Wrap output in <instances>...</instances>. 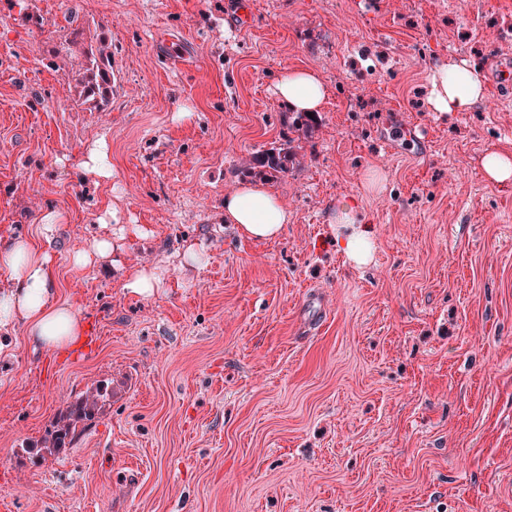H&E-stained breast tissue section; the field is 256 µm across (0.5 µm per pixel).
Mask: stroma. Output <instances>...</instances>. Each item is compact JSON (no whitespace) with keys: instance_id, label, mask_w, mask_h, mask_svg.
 <instances>
[{"instance_id":"stroma-1","label":"stroma","mask_w":512,"mask_h":512,"mask_svg":"<svg viewBox=\"0 0 512 512\" xmlns=\"http://www.w3.org/2000/svg\"><path fill=\"white\" fill-rule=\"evenodd\" d=\"M74 21L110 33L107 111L42 61ZM510 21L512 0H0V243L59 214L57 297L97 339L50 353L18 330L0 355V512H512V185L481 169L512 144ZM451 58L487 82L454 115L428 106ZM296 67L326 82L320 129L266 180L284 233L249 241L224 194L286 134L274 88ZM100 140L95 187L80 166ZM351 200L375 246L361 269L328 223ZM115 205L144 232L129 261L172 267L152 298L71 271ZM188 241L204 251L184 271ZM94 384L106 415L36 452ZM105 143L97 142L90 150L87 160L80 168L83 181L99 184L112 176L107 154L104 152Z\"/></svg>"}]
</instances>
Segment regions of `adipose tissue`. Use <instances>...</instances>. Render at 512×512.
Listing matches in <instances>:
<instances>
[{
  "mask_svg": "<svg viewBox=\"0 0 512 512\" xmlns=\"http://www.w3.org/2000/svg\"><path fill=\"white\" fill-rule=\"evenodd\" d=\"M278 101L294 112L320 111L327 87L318 72L308 68L285 71L275 85ZM485 96L483 73L466 61L449 60L430 79L429 105L435 112H467ZM224 221L239 235L252 241H269L281 236L290 221L283 200L266 185L241 182L224 195ZM340 230V245L357 266L373 259L374 243L364 217L353 204L340 207L330 218ZM100 233L87 246L74 251L70 266L85 272L105 265L121 271V285L136 298L154 296L166 281L160 265L130 263L126 258V233L120 208H112L99 220ZM55 214L45 216L35 236L19 235L0 247V272L6 277L0 286V332L22 325L34 347L45 351H67L79 347L86 324L82 313L55 301L54 253L50 246L58 233Z\"/></svg>",
  "mask_w": 512,
  "mask_h": 512,
  "instance_id": "adipose-tissue-1",
  "label": "adipose tissue"
}]
</instances>
